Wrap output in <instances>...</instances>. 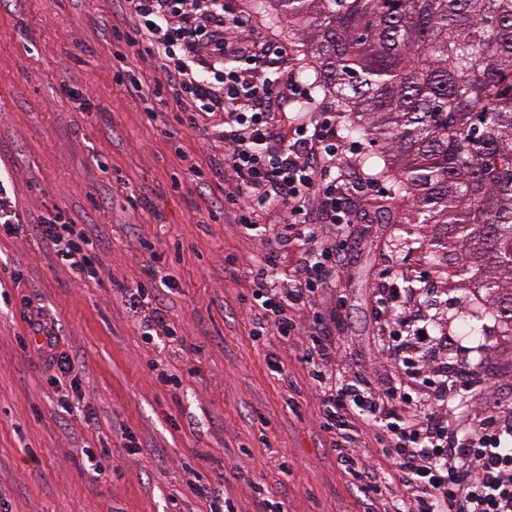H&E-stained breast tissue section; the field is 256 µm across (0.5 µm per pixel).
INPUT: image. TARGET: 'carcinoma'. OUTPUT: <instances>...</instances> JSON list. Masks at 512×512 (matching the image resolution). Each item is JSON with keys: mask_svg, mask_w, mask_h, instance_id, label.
<instances>
[{"mask_svg": "<svg viewBox=\"0 0 512 512\" xmlns=\"http://www.w3.org/2000/svg\"><path fill=\"white\" fill-rule=\"evenodd\" d=\"M301 35L313 86L336 97L348 136L380 141L360 160L390 180L402 224H431L420 243L453 269L512 336V0H254Z\"/></svg>", "mask_w": 512, "mask_h": 512, "instance_id": "1", "label": "carcinoma"}]
</instances>
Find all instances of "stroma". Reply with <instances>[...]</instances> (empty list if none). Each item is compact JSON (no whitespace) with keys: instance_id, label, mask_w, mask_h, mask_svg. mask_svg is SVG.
Returning <instances> with one entry per match:
<instances>
[{"instance_id":"35a3bbf8","label":"stroma","mask_w":512,"mask_h":512,"mask_svg":"<svg viewBox=\"0 0 512 512\" xmlns=\"http://www.w3.org/2000/svg\"><path fill=\"white\" fill-rule=\"evenodd\" d=\"M229 2L251 21L235 34L240 45L272 37L287 46L306 120L343 121L335 98L312 88L310 62L287 24L257 13L251 0ZM124 24L116 0H0V177L19 221L37 223L60 207L106 239L93 254L94 276L84 278L28 234L0 230V512H209L185 486L191 469L237 512H260L257 484L283 512H394L397 484L370 499L338 465L319 426L305 339L252 336L251 273L271 254L295 266L298 243L253 237L237 223L211 118L189 128L187 113L148 112L116 82L122 66L146 88L162 76L158 62L116 41L112 29ZM64 83L88 93L91 114L61 94ZM391 195L389 181L373 180L343 229L347 247L329 286L294 317L310 328L316 316H335L339 371L381 385L392 369L373 295L383 270L405 273L447 319L456 339L449 360L488 382L467 395L457 418L512 400V336L489 319L482 349L460 337L458 323L477 302L463 281L402 245L431 229L394 223ZM152 266L175 283L151 304L190 348L163 364L179 375L176 386L158 382L152 347L117 290L148 283ZM32 308L56 322L60 350L80 363V414L58 410L61 388L21 344ZM271 355L284 376L269 371ZM127 432L141 454L123 448ZM87 446L98 449L96 464Z\"/></svg>"}]
</instances>
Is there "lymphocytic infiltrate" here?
I'll use <instances>...</instances> for the list:
<instances>
[{
    "mask_svg": "<svg viewBox=\"0 0 512 512\" xmlns=\"http://www.w3.org/2000/svg\"><path fill=\"white\" fill-rule=\"evenodd\" d=\"M120 6L129 17L127 45L160 63L155 101L173 112L222 115L214 135L225 145L224 163L235 178L227 199L239 211V224L260 235L267 228L253 220V205L286 209L275 234L300 242L303 265L273 274L274 261L265 258L253 274L249 312L256 336L299 335L289 309L312 305L331 274L332 251L322 242L321 227L349 223L358 192L355 182L337 172L334 121L303 122L292 140L275 139V120L298 103L301 88L293 76L267 77L287 57L278 42L244 48L229 40L248 19L224 0H120ZM35 232L59 260L87 271L86 231L51 213ZM406 294L394 283L375 295L384 318V351L397 371L384 387L333 370L336 347L329 331L308 339L305 361L321 396L320 427L336 438V460L365 496L382 495L381 478L360 466L351 447L349 418L357 415L389 436L396 449L393 465L402 488L396 512H512V448L503 445L512 434V405L473 415L457 430L448 419V396L473 391L472 372L449 362L452 341L438 317L398 314Z\"/></svg>",
    "mask_w": 512,
    "mask_h": 512,
    "instance_id": "f902f5d3",
    "label": "lymphocytic infiltrate"
}]
</instances>
